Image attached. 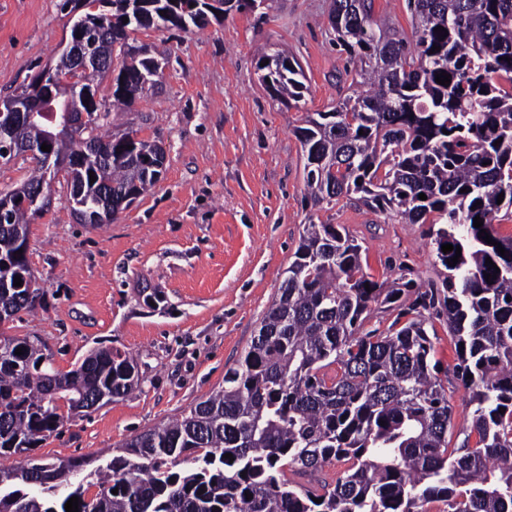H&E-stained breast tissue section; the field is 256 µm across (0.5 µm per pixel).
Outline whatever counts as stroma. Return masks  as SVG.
I'll list each match as a JSON object with an SVG mask.
<instances>
[{
	"instance_id": "stroma-1",
	"label": "stroma",
	"mask_w": 512,
	"mask_h": 512,
	"mask_svg": "<svg viewBox=\"0 0 512 512\" xmlns=\"http://www.w3.org/2000/svg\"><path fill=\"white\" fill-rule=\"evenodd\" d=\"M330 7L331 0H266L256 12L232 11L189 34L134 32L136 44L168 62L154 90L111 130L165 146L162 177L100 227L77 221L56 178L49 212L28 231L41 300L4 333L38 337L62 371L96 348L129 353L139 385L0 465L106 463L114 448L220 389L276 298L305 225H342L376 281L443 279L435 225L389 217L354 194L317 205L307 192L297 130L308 115L331 110L351 82L347 55L331 40ZM72 17L64 0H0V100L56 63ZM271 49L302 65L307 90L299 103L281 105L261 82L256 61ZM432 323L435 357L449 373L448 445L456 448L473 407L452 373L446 319Z\"/></svg>"
}]
</instances>
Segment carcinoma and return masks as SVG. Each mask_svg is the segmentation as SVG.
<instances>
[{
    "label": "carcinoma",
    "mask_w": 512,
    "mask_h": 512,
    "mask_svg": "<svg viewBox=\"0 0 512 512\" xmlns=\"http://www.w3.org/2000/svg\"><path fill=\"white\" fill-rule=\"evenodd\" d=\"M122 2L112 0L108 14L86 11L81 30L90 55L121 57L123 83L112 92L117 111L152 90L142 78L162 68L147 48L129 43L131 32L188 33L207 24L206 0H147L143 19L126 23ZM372 4L332 0V41L356 64V78L352 94L298 129L305 181L316 205L357 194L410 224L439 225L436 257L448 271L441 286L397 280L386 288L366 272L362 246L341 225H305L278 296L224 373V387L90 470L98 487L91 498L74 480L83 461L0 467V484L9 487L0 512H66L73 496L79 512H512V235L498 231L512 219V0H407L410 38L373 19ZM257 63L276 100L302 99L305 75L295 58L274 51ZM71 69L62 55L49 76L63 100L69 88L59 76ZM442 72L451 75L447 86L435 81ZM108 117L89 112L56 140V153L65 156L97 146L98 154L66 177L85 224L102 200H112L115 214L162 174L141 164L150 141L101 132ZM44 133L40 124L23 123L6 138L31 148ZM49 188L38 161L5 193L11 203L0 216V314L9 319L33 309L38 296L36 288L14 286V277L31 274L18 250L30 219L49 210ZM477 216L505 254L479 235ZM444 244L461 248L456 265H448L456 251L443 253ZM410 291L411 306L388 334L359 333L372 305H394ZM437 308L474 406L470 433L451 453L452 407L426 328L427 313ZM334 364L336 374L327 375ZM135 368L129 356L98 348L63 372L38 339L1 337L0 456L29 452L71 416L125 397L138 386ZM333 461L348 467L331 489H298L285 478L287 466L315 470Z\"/></svg>",
    "instance_id": "obj_1"
}]
</instances>
